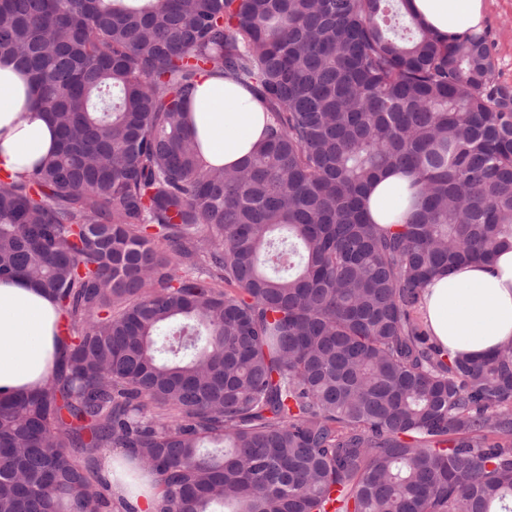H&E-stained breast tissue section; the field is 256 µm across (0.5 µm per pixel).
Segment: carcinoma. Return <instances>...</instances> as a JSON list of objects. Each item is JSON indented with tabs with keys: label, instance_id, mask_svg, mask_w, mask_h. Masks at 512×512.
I'll return each mask as SVG.
<instances>
[{
	"label": "carcinoma",
	"instance_id": "cac0c4a2",
	"mask_svg": "<svg viewBox=\"0 0 512 512\" xmlns=\"http://www.w3.org/2000/svg\"><path fill=\"white\" fill-rule=\"evenodd\" d=\"M403 2L0 0L60 133L0 177V279L62 313L55 378L0 401V512H112V450L158 512H512V343L452 358L414 316L512 247V89ZM204 72L266 110L231 168L186 129ZM390 169L393 231L361 209ZM414 175L404 176L395 171H386L369 187L363 207L373 224L383 229H393L395 224H404L401 218L410 204L409 182Z\"/></svg>",
	"mask_w": 512,
	"mask_h": 512
}]
</instances>
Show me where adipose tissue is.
Segmentation results:
<instances>
[{"label": "adipose tissue", "instance_id": "1", "mask_svg": "<svg viewBox=\"0 0 512 512\" xmlns=\"http://www.w3.org/2000/svg\"><path fill=\"white\" fill-rule=\"evenodd\" d=\"M407 11L435 34L460 36L480 28L484 0H406ZM266 113L250 93L223 75L201 76L190 98L188 126L210 165L231 166L262 140ZM55 127L29 77L0 61V168L25 175L54 155ZM410 179L395 171L369 187L363 207L372 223L394 228L410 204ZM438 346L476 360L512 342V251L434 274L419 307ZM60 315L52 297L22 279L0 281V397L32 392L54 376Z\"/></svg>", "mask_w": 512, "mask_h": 512}]
</instances>
